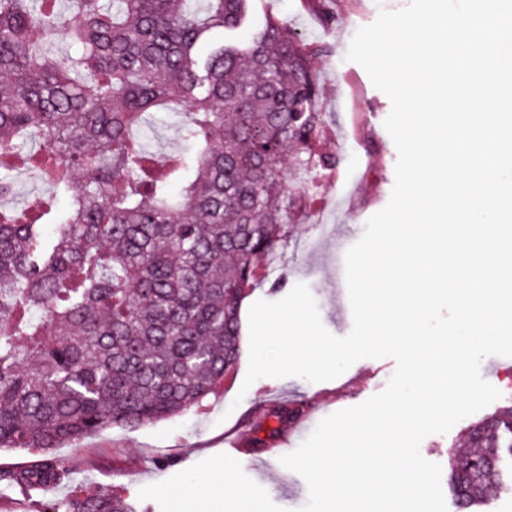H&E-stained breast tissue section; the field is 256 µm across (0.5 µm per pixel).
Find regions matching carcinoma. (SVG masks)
Segmentation results:
<instances>
[{"mask_svg": "<svg viewBox=\"0 0 512 512\" xmlns=\"http://www.w3.org/2000/svg\"><path fill=\"white\" fill-rule=\"evenodd\" d=\"M250 2L0 0V452L40 455L0 482H68L60 445L198 410L239 365L243 300L300 210L282 169H336L323 48ZM174 104L191 150L158 156L145 127ZM21 173L50 197L4 206ZM467 438L465 512L503 487L512 409ZM48 510L154 512L114 490Z\"/></svg>", "mask_w": 512, "mask_h": 512, "instance_id": "cac0c4a2", "label": "carcinoma"}]
</instances>
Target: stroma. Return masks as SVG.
Listing matches in <instances>:
<instances>
[{"instance_id": "1", "label": "stroma", "mask_w": 512, "mask_h": 512, "mask_svg": "<svg viewBox=\"0 0 512 512\" xmlns=\"http://www.w3.org/2000/svg\"><path fill=\"white\" fill-rule=\"evenodd\" d=\"M335 14L326 23L302 0H254V17L272 14L287 19L305 43L323 42L331 53L316 61L331 132L327 151L339 159L335 181L323 185L307 202L306 218L293 225L285 250L286 262L260 280L250 301H277L299 283L314 296L323 325L343 337L353 326L345 279L336 275L347 250L363 235L369 218L391 196L398 159L395 144L384 127L391 111L388 96L377 89L359 64L346 54L356 31L372 24L380 9L398 10L411 0H327ZM396 368L394 359H362L336 379L312 383L300 377L243 382L247 363L217 388L201 411L130 430L112 427L86 437L78 445H64L56 455L73 474V482L50 489V496L66 498L75 489L93 495L127 488L152 503L156 512H173V496L197 488L207 476L224 475L234 491L257 494L262 512H300L309 498L305 480L283 467L275 450L280 440L296 449L326 416L363 403L382 392ZM484 410L460 420L444 434L425 437L422 456L447 466L451 446L460 445L467 425L512 406V386ZM305 412L281 421L282 412L300 401ZM233 431L247 444L246 454L224 453V434ZM166 469H158V462Z\"/></svg>"}]
</instances>
